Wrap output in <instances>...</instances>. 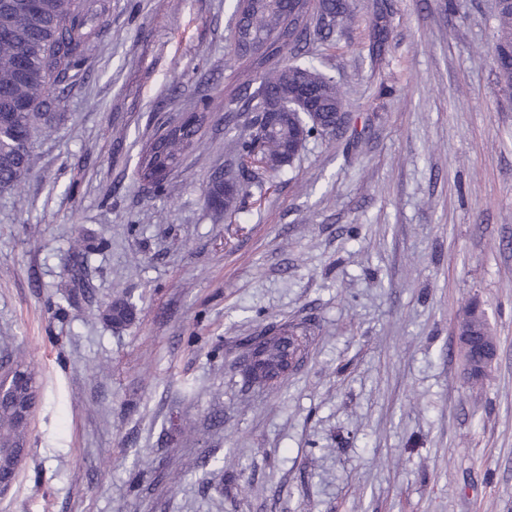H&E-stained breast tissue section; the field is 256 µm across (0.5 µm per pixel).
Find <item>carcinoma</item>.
<instances>
[{
  "label": "carcinoma",
  "instance_id": "obj_1",
  "mask_svg": "<svg viewBox=\"0 0 512 512\" xmlns=\"http://www.w3.org/2000/svg\"><path fill=\"white\" fill-rule=\"evenodd\" d=\"M350 0H316L314 12L305 15L301 0L284 5L281 0H235L234 16L245 37L276 36V51L287 61L264 69L258 86L246 96L244 112L279 114V122L261 138L242 145L240 157L246 166L278 172L291 164L288 153L291 133L300 132V142L314 134H332L340 128L342 93L323 75L313 60H298L311 35L328 38L350 13ZM109 0H0V191L18 188L34 163L35 138L61 120L56 112L64 87L77 77L85 56L101 33ZM497 38L494 56L501 81L512 85V4L496 10ZM208 113L195 112L180 134H158L143 147L137 166L142 182L161 189L178 170L186 154L201 143V130ZM223 175H212L204 196L206 206L218 214H233L246 193L227 189ZM133 305L123 299L112 302L109 319L121 325L132 320ZM472 346L461 352L463 362L475 365L482 359L480 341L488 328L473 330ZM279 339L265 336L251 341L262 346L261 362L244 370L250 383L269 385L284 377V365L299 360L308 349L310 328L303 323L284 324ZM29 396L28 387L16 386L0 402V477L13 479L19 462L11 453L21 435L14 425V407Z\"/></svg>",
  "mask_w": 512,
  "mask_h": 512
}]
</instances>
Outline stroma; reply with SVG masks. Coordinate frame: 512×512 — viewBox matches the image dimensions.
I'll use <instances>...</instances> for the list:
<instances>
[{
    "label": "stroma",
    "mask_w": 512,
    "mask_h": 512,
    "mask_svg": "<svg viewBox=\"0 0 512 512\" xmlns=\"http://www.w3.org/2000/svg\"><path fill=\"white\" fill-rule=\"evenodd\" d=\"M232 5L110 0L62 120L0 193V365L23 351L41 384L0 512H512V88L493 0H353L308 45L343 92L339 131L263 175L237 165L250 113L226 108L255 83ZM203 102L167 190L140 182L142 145ZM216 172L247 189L227 218L203 204ZM473 301L499 346L480 386L456 336ZM287 322L310 324L308 354L246 385L244 339Z\"/></svg>",
    "instance_id": "35a3bbf8"
}]
</instances>
